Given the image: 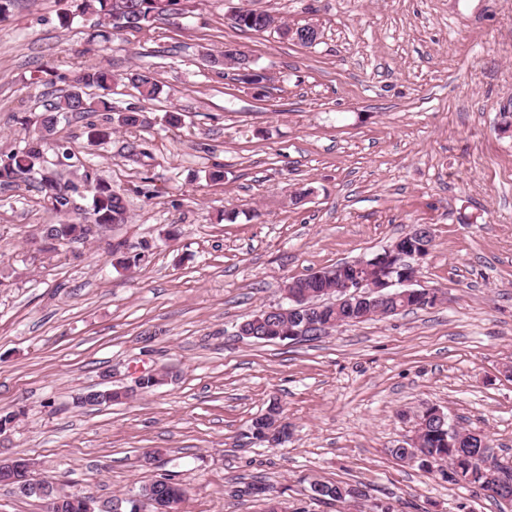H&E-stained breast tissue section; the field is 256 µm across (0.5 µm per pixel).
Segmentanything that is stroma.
I'll use <instances>...</instances> for the list:
<instances>
[{
	"instance_id": "1",
	"label": "stroma",
	"mask_w": 512,
	"mask_h": 512,
	"mask_svg": "<svg viewBox=\"0 0 512 512\" xmlns=\"http://www.w3.org/2000/svg\"><path fill=\"white\" fill-rule=\"evenodd\" d=\"M243 1L315 25L316 45L232 27ZM79 2L13 0L0 18V158L90 66L114 74L116 109L151 125L94 145L87 118L60 120L74 154L61 180H107L128 221L52 254L34 239L60 216L36 179L0 186V416L18 417L0 457L101 503L167 476L188 486L179 512H266L235 494L256 480L288 512H499L391 451L436 404L512 464V0H185L106 40ZM230 43L264 88L211 67ZM135 71L156 77L158 100H142ZM416 224L434 236L417 285L436 306L314 341L238 336L292 279ZM162 369L164 384L136 389ZM110 388L133 396L81 404ZM274 400L291 435L271 447L250 427ZM315 478L364 484L368 499H311Z\"/></svg>"
}]
</instances>
